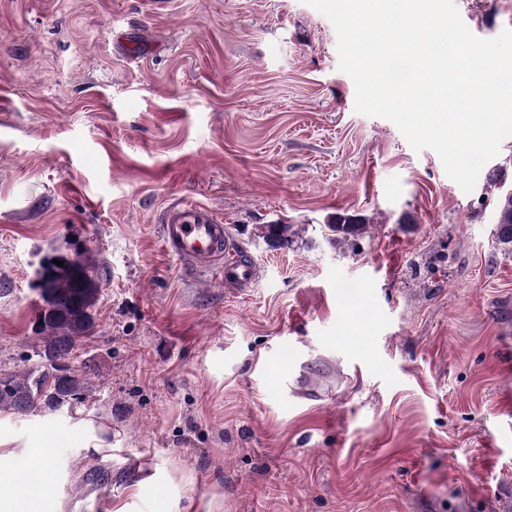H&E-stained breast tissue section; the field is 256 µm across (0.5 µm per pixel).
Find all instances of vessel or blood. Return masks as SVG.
Segmentation results:
<instances>
[{"mask_svg":"<svg viewBox=\"0 0 512 512\" xmlns=\"http://www.w3.org/2000/svg\"><path fill=\"white\" fill-rule=\"evenodd\" d=\"M161 236L169 253L192 267L218 270L225 283L246 284L255 277L254 268L239 260L222 220L207 207L189 202L168 207Z\"/></svg>","mask_w":512,"mask_h":512,"instance_id":"obj_1","label":"vessel or blood"}]
</instances>
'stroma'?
Instances as JSON below:
<instances>
[{"mask_svg": "<svg viewBox=\"0 0 512 512\" xmlns=\"http://www.w3.org/2000/svg\"><path fill=\"white\" fill-rule=\"evenodd\" d=\"M455 3L477 37L512 23ZM354 97L305 0H0V373L37 361L42 261L103 275L86 401L0 413V465L50 435L44 512H512V138L467 193ZM179 201L252 283L166 252ZM343 211L357 245L324 236ZM496 240L504 249H512V192L497 197ZM351 216L355 219L351 220ZM368 219L362 215L336 213L325 224V235L332 243H344L367 233Z\"/></svg>", "mask_w": 512, "mask_h": 512, "instance_id": "obj_1", "label": "stroma"}]
</instances>
